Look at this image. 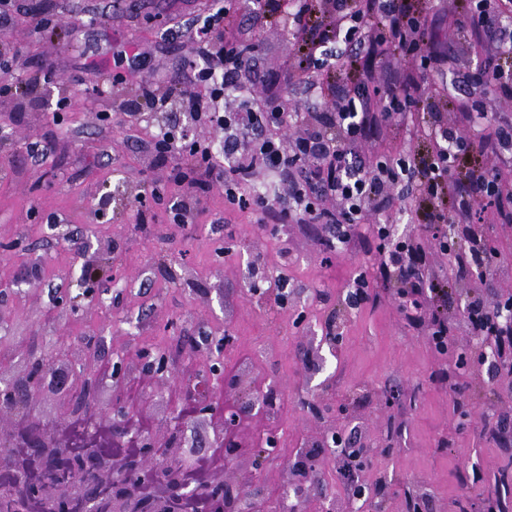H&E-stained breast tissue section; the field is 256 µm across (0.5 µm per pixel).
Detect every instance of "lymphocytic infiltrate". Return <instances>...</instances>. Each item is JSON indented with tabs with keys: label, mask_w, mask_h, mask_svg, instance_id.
I'll return each instance as SVG.
<instances>
[{
	"label": "lymphocytic infiltrate",
	"mask_w": 512,
	"mask_h": 512,
	"mask_svg": "<svg viewBox=\"0 0 512 512\" xmlns=\"http://www.w3.org/2000/svg\"><path fill=\"white\" fill-rule=\"evenodd\" d=\"M255 6L294 32L297 52L287 79L310 91V100L291 105L262 90L244 91L242 80L254 73L257 60L238 8L228 5L188 31L190 52L203 63L193 80L166 86L142 81L123 111L133 117L145 109L177 108L222 130L218 153L211 143L191 139L186 128L161 126L151 139L160 159L181 157L198 170L201 189L223 186L226 200L239 209L279 224L322 225L318 244L327 252L350 242L353 227L369 224L370 216L393 202H413L411 223L425 225L437 252L453 255L449 274L430 272L421 240L395 236L390 225L369 224L363 241L378 255L374 280H399L398 308L407 326L427 329L436 349L445 350L449 292L456 281L491 264L476 221L479 211L492 210L494 219L512 223V186L489 173L490 164L512 162V123L492 125L475 142L464 133L469 112L460 113L457 123L442 121L437 107L452 99L435 102L421 78L444 73L447 56L434 31L448 18L428 0H255ZM455 10L457 28L478 38L483 54L465 82L494 87L512 101V70L502 65L512 31L491 34L501 19H512V0H457ZM374 57L411 62L409 69L391 73L383 106L369 92L373 78L366 62ZM423 106L429 111L423 129L432 145L426 156L364 150L374 131L408 126ZM270 168L274 189L245 195L244 187ZM450 221L458 227L453 240L444 230ZM467 322L493 342L502 368L512 373V324L479 296L468 306Z\"/></svg>",
	"instance_id": "lymphocytic-infiltrate-1"
}]
</instances>
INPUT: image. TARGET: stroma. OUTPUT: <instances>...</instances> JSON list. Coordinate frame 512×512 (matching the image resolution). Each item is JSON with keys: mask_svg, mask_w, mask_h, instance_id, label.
<instances>
[{"mask_svg": "<svg viewBox=\"0 0 512 512\" xmlns=\"http://www.w3.org/2000/svg\"><path fill=\"white\" fill-rule=\"evenodd\" d=\"M210 0H23L10 30L0 33V63L22 80L24 93L0 98V374H18L29 358L54 368L92 356L109 377L115 354L134 362L143 349L167 355L182 375L201 365L209 340L224 342L232 388L267 395L264 411L246 419L238 445L226 450L224 479L235 484L239 459L278 440L276 456L257 472L264 493L277 497L283 464L321 446L328 428L370 444L359 473L366 492L354 499L330 449L319 457L321 480L302 512H405L407 494H423V512H462L463 480L480 471L481 496H492L501 474L512 475V453L487 429L512 419V375L490 379L476 362L474 335L464 321L474 295L496 302L512 296V224H486L492 251L486 275L470 274L448 298L453 330L447 354L401 319L397 283L377 302L351 309L347 285L373 275L375 253L360 244L323 252L317 224L260 226L251 211L232 207L222 187L205 197L191 224L171 223V202H193L191 182L176 178L177 158L158 163L143 127L164 114L121 112L141 80L166 85L188 69L189 47L163 36L205 13ZM259 66L255 81L300 101L304 90L285 74L296 42L269 19H248ZM69 98L58 109L61 98ZM161 199H153L152 189ZM101 243L83 252L86 241ZM288 278V304L274 302L277 275ZM78 312L61 306L63 298ZM338 332L328 345L327 331ZM102 337L88 352L89 337ZM468 364L456 383L467 405L454 410L449 389L432 379L439 368ZM122 404L135 421L163 431L180 409L178 389L163 387L142 367L128 371Z\"/></svg>", "mask_w": 512, "mask_h": 512, "instance_id": "35a3bbf8", "label": "stroma"}]
</instances>
